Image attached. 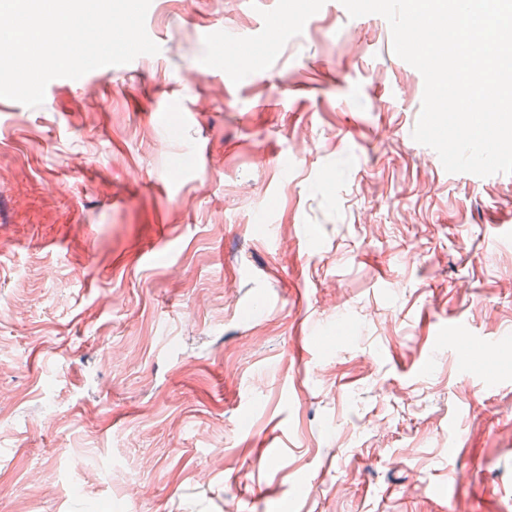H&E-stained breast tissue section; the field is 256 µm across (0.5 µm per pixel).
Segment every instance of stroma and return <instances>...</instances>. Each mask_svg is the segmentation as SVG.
Returning <instances> with one entry per match:
<instances>
[{"instance_id":"35a3bbf8","label":"stroma","mask_w":512,"mask_h":512,"mask_svg":"<svg viewBox=\"0 0 512 512\" xmlns=\"http://www.w3.org/2000/svg\"><path fill=\"white\" fill-rule=\"evenodd\" d=\"M146 31L0 112V512H512V175L413 139L382 16Z\"/></svg>"}]
</instances>
